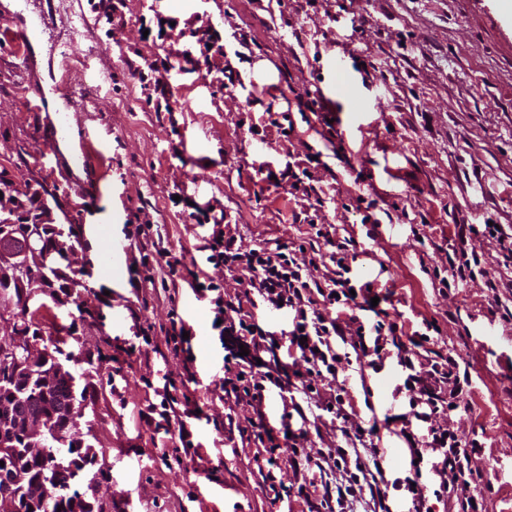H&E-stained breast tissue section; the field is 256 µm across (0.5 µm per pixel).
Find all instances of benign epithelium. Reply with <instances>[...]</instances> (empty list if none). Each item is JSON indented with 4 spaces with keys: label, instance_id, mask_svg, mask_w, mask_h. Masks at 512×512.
Segmentation results:
<instances>
[{
    "label": "benign epithelium",
    "instance_id": "1",
    "mask_svg": "<svg viewBox=\"0 0 512 512\" xmlns=\"http://www.w3.org/2000/svg\"><path fill=\"white\" fill-rule=\"evenodd\" d=\"M0 193V216L7 218L0 225V278L15 279L21 295L18 302L0 298V327L6 330L0 339V368L36 380L45 394L59 387L71 390L70 397L56 402L50 411L25 405V398L19 395L9 402H0V449L15 447L16 438H21L27 452L43 459L45 466L66 471L73 480L92 486L93 498L97 500L100 485L94 472L84 466L76 467L66 456H44L43 445L50 435L62 444L86 447L79 435L69 437L59 431L60 421L76 423L84 415L85 404L76 393L74 365L79 358L73 355L60 360L49 348L39 346V337L13 331L14 323L40 302L47 286L62 285L65 269L71 267L73 250L59 239L62 229L50 220L49 206H43L40 221L32 223L24 204L12 191L3 188ZM18 488L43 512H55L65 497L64 490L32 477L26 468L17 467L0 475V512H10Z\"/></svg>",
    "mask_w": 512,
    "mask_h": 512
}]
</instances>
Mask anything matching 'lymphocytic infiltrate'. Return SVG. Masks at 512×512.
<instances>
[{
  "label": "lymphocytic infiltrate",
  "mask_w": 512,
  "mask_h": 512,
  "mask_svg": "<svg viewBox=\"0 0 512 512\" xmlns=\"http://www.w3.org/2000/svg\"><path fill=\"white\" fill-rule=\"evenodd\" d=\"M315 235L335 246L329 255L335 269L325 282L310 274L316 258L302 260L296 252L279 246L244 249L235 237L225 236L221 222H214L206 245L209 262L243 272L236 280L238 292L227 299L219 295V283L202 282V291L215 295L217 319L255 353L270 354L275 346L254 322L251 306L260 299L271 308L288 309L291 315L287 360H275L270 371L251 368L241 375L225 376V396L251 407L247 427L255 444L271 454L281 444L263 411L269 388L278 389L285 409L302 417L306 414L304 401L317 393L319 382L337 375L346 351H353L362 371L378 372L386 361H394L401 378L396 390L406 395L409 405L398 420L411 467L430 463L448 512H488L487 498L479 487L482 471L476 450L463 444L458 432L444 422L453 405L459 404L469 377L461 376L456 357L434 348L427 334L405 331L397 322L384 319L365 325L357 314L358 300L370 298L373 285L352 284L347 253L351 239L334 240L326 224L320 225ZM320 408L341 420L345 443L308 458L301 476L304 485L312 489L306 500L308 512H336L347 503L361 505L363 512H391L389 492L393 489L405 491L409 512H434L424 485L409 478L402 482L386 479L384 451L366 442V430L356 421L347 394L324 397Z\"/></svg>",
  "instance_id": "f902f5d3"
}]
</instances>
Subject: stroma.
<instances>
[{
    "instance_id": "35a3bbf8",
    "label": "stroma",
    "mask_w": 512,
    "mask_h": 512,
    "mask_svg": "<svg viewBox=\"0 0 512 512\" xmlns=\"http://www.w3.org/2000/svg\"><path fill=\"white\" fill-rule=\"evenodd\" d=\"M505 0H119L111 24L90 0H55L53 27L20 29L0 2V159L16 185L44 182L56 223L81 245L73 268L81 287L38 312L45 345L63 338L80 357L88 392L79 431L99 453L94 467L105 512H304L295 468L333 446L309 435L304 451L277 454L281 492L263 480L255 446L238 427L245 406L221 388L230 339L209 299L190 288L205 271L233 293L226 269L202 250L220 218L243 248L313 245L305 221L353 233L359 280L378 284L380 307L406 330L435 322L438 345L454 350L471 390L452 417L463 442L481 445L478 463L491 512H512V323L497 298L508 276L495 240L471 237L482 273L440 294L430 269L447 263L457 227L492 220L512 226V14ZM218 37L224 53L197 70L172 68L169 49L196 51L187 31ZM31 42L49 110L28 93L23 44ZM220 69L227 88L212 85ZM383 99L359 112L357 98ZM308 101L298 109L296 97ZM169 98L177 108L154 111ZM70 115L60 148L90 147L97 177L82 194L72 172L41 141L49 112ZM289 115L284 140L275 122ZM268 163L261 173L260 163ZM307 169L318 194L291 193L276 174ZM380 219L366 238L364 215ZM157 225L165 256L136 266L132 234ZM179 260L175 292L161 280ZM497 289H490V282ZM192 330L181 352L166 343L172 317ZM393 370L347 386L363 418L407 411ZM190 395L194 446L176 430L140 420L160 392ZM212 470V479L203 471Z\"/></svg>"
}]
</instances>
